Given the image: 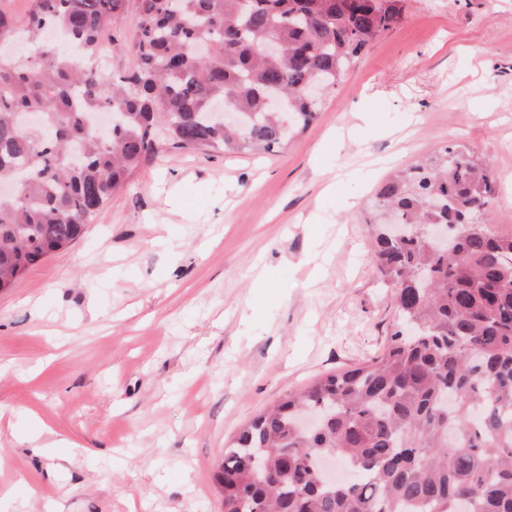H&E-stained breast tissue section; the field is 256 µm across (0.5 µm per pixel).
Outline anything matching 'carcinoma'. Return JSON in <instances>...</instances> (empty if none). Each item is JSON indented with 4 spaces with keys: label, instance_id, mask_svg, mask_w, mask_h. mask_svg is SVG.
Segmentation results:
<instances>
[{
    "label": "carcinoma",
    "instance_id": "cac0c4a2",
    "mask_svg": "<svg viewBox=\"0 0 512 512\" xmlns=\"http://www.w3.org/2000/svg\"><path fill=\"white\" fill-rule=\"evenodd\" d=\"M134 2L127 74L92 61ZM401 0H32L0 8V289L70 247L151 159L272 151L303 132L354 57L400 19ZM276 37L283 53L260 48ZM280 110L267 109L272 93ZM244 127L212 118V103ZM101 109L123 113L98 132ZM37 114L41 128L22 118ZM488 162L446 147L384 181L376 208L412 231L372 227V260L400 328L383 353L285 394L246 425L214 478L223 512H512V234L490 224ZM448 225L438 253L422 229ZM321 417L300 428L301 416ZM332 456L353 477L320 482Z\"/></svg>",
    "mask_w": 512,
    "mask_h": 512
}]
</instances>
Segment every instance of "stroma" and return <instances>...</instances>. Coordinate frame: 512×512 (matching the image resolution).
Wrapping results in <instances>:
<instances>
[{"label":"stroma","mask_w":512,"mask_h":512,"mask_svg":"<svg viewBox=\"0 0 512 512\" xmlns=\"http://www.w3.org/2000/svg\"><path fill=\"white\" fill-rule=\"evenodd\" d=\"M401 6L287 145L153 159L0 290V512H222L231 438L389 339V175L468 150L512 233V0Z\"/></svg>","instance_id":"35a3bbf8"}]
</instances>
